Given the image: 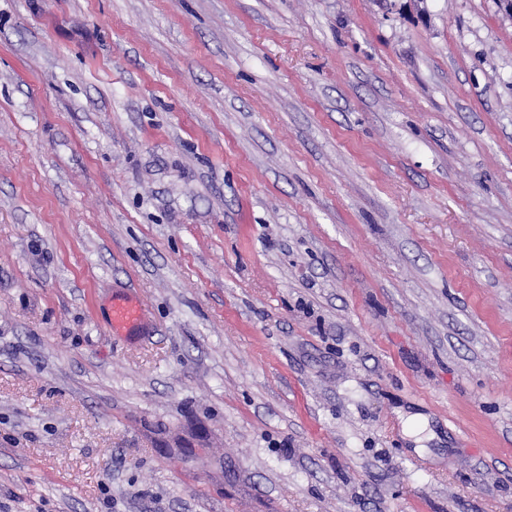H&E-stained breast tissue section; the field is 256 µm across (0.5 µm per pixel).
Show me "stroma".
<instances>
[{
  "label": "stroma",
  "mask_w": 512,
  "mask_h": 512,
  "mask_svg": "<svg viewBox=\"0 0 512 512\" xmlns=\"http://www.w3.org/2000/svg\"><path fill=\"white\" fill-rule=\"evenodd\" d=\"M0 512H512L499 0H0ZM144 318V309L134 295H122L113 299L111 327L114 332L130 334L141 325Z\"/></svg>",
  "instance_id": "stroma-1"
}]
</instances>
